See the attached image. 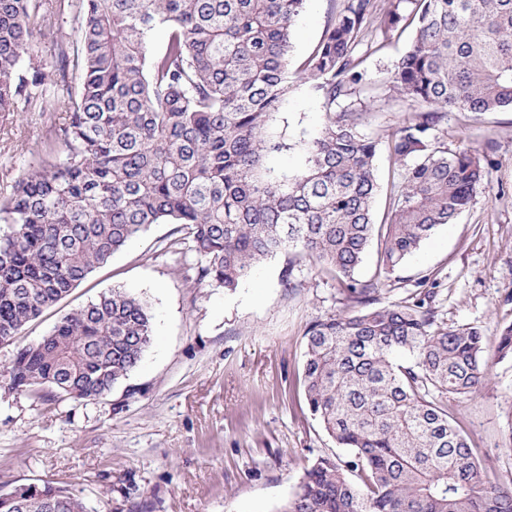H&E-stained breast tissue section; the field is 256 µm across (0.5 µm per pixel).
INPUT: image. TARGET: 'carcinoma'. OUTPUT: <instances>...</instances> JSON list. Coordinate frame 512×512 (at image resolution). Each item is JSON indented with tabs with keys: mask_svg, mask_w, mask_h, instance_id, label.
<instances>
[{
	"mask_svg": "<svg viewBox=\"0 0 512 512\" xmlns=\"http://www.w3.org/2000/svg\"><path fill=\"white\" fill-rule=\"evenodd\" d=\"M0 0V113L45 109V73L30 49L35 22L70 16L56 42L66 94L46 126L45 156L0 198V344L59 303L153 224L177 237L161 251L205 282L233 291L284 251L336 275L352 312L305 330L310 410L350 450L319 457L277 512H512V484L481 471L448 398L489 381L484 331L438 322L434 293L383 303L391 274L488 182L477 150L448 151L446 112L512 109V0H342L300 79L325 101L313 137L271 132L288 93L293 29L305 0ZM411 26L410 49L385 78L426 111L387 135L401 168L376 225L379 142L363 113L336 102L364 80L359 48ZM165 29L161 49L148 32ZM78 81L76 91L67 89ZM297 151L291 175L265 166ZM379 274H354L373 236ZM148 304L114 288L64 315L19 349L9 388L36 403L90 401L129 379L152 342ZM512 356V323L498 330ZM86 512L55 482L0 489V512Z\"/></svg>",
	"mask_w": 512,
	"mask_h": 512,
	"instance_id": "1",
	"label": "carcinoma"
}]
</instances>
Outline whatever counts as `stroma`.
I'll return each mask as SVG.
<instances>
[{
    "label": "stroma",
    "instance_id": "obj_1",
    "mask_svg": "<svg viewBox=\"0 0 512 512\" xmlns=\"http://www.w3.org/2000/svg\"><path fill=\"white\" fill-rule=\"evenodd\" d=\"M331 0H306L293 34L292 66L319 43ZM395 32L364 57L353 101L361 133L381 139L418 110L389 91L387 73L409 49ZM54 112L0 117V195L43 154ZM323 100L291 80L273 132L318 134ZM449 149L494 142L490 179L451 224L439 226L380 290L383 300L435 290L440 321L471 324L494 338L512 323V109L451 112L439 122ZM174 230L155 224L56 306L0 345V375L16 351L47 335L67 313L112 288L145 298L153 339L126 385L88 402L36 403L0 386V487L53 479L70 485L87 512H277L318 457L346 458L311 414L304 389L307 325L341 311V286L309 260L280 254L232 291L192 285L160 255ZM482 393L459 403L485 474L512 481V359H491Z\"/></svg>",
    "mask_w": 512,
    "mask_h": 512
}]
</instances>
